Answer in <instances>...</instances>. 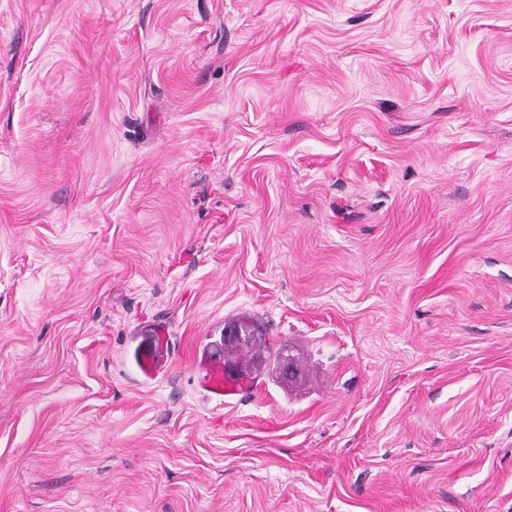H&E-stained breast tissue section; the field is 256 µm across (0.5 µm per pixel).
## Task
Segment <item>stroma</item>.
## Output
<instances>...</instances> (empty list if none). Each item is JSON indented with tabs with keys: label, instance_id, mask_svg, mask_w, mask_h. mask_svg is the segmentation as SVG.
Returning a JSON list of instances; mask_svg holds the SVG:
<instances>
[{
	"label": "stroma",
	"instance_id": "stroma-1",
	"mask_svg": "<svg viewBox=\"0 0 512 512\" xmlns=\"http://www.w3.org/2000/svg\"><path fill=\"white\" fill-rule=\"evenodd\" d=\"M0 512H512V0H0ZM242 325L245 329L249 328V325L247 324L248 321H241ZM243 330V336L242 331L238 327L233 326H225L224 330V344L235 342L239 339H242L244 336H247L251 342L254 343H260L262 336H258V332L253 333V336H251V331L247 332V330ZM250 341L245 338L242 341H238L234 344L236 348H238L241 351H245L246 354L251 351L253 348V345L250 343ZM141 342L139 368L147 377H154L162 370L164 364V357L161 353L163 345L158 344L155 339L152 341L151 337H145ZM200 382L216 399L224 401V395L236 394L242 389L239 378L229 375L224 368V351L219 346L209 349L202 367Z\"/></svg>",
	"mask_w": 512,
	"mask_h": 512
}]
</instances>
